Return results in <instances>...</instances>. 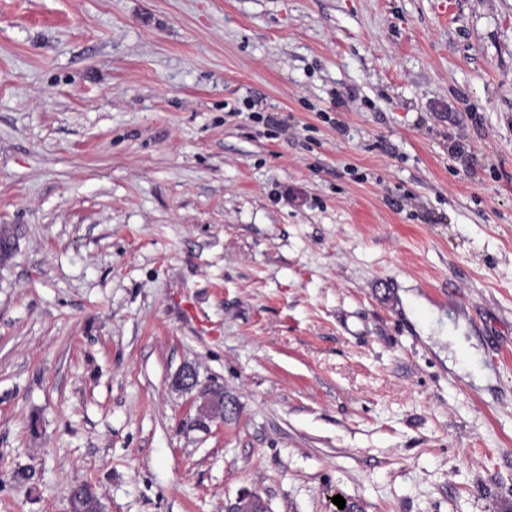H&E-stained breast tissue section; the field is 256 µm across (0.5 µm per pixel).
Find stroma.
<instances>
[{
    "label": "stroma",
    "mask_w": 512,
    "mask_h": 512,
    "mask_svg": "<svg viewBox=\"0 0 512 512\" xmlns=\"http://www.w3.org/2000/svg\"><path fill=\"white\" fill-rule=\"evenodd\" d=\"M1 224L0 512H512V0H0ZM198 397L201 399V403L196 406V419L195 422L198 423L200 426H205V421H213L216 419L223 420L224 418V396L219 399L215 400L210 393L209 387H202L200 388L198 392ZM216 405L221 406V411L219 414H215L212 412V408H214Z\"/></svg>",
    "instance_id": "obj_1"
}]
</instances>
